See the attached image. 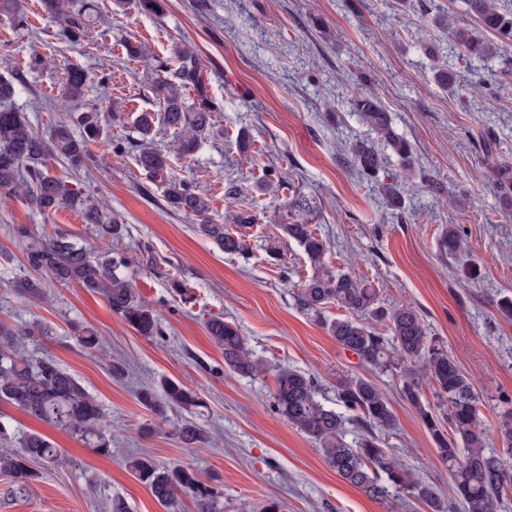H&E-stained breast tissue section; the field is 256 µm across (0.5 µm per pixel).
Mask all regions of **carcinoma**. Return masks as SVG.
<instances>
[{"label": "carcinoma", "mask_w": 512, "mask_h": 512, "mask_svg": "<svg viewBox=\"0 0 512 512\" xmlns=\"http://www.w3.org/2000/svg\"><path fill=\"white\" fill-rule=\"evenodd\" d=\"M464 3L472 24L448 23V45L468 60L501 57L502 71L512 76V57L505 52L512 43V10L499 0ZM42 6L47 16L63 22V36L73 43L91 27L104 23L103 17L91 13L78 0H42ZM492 35L496 40L490 39ZM175 55L180 60L179 67L168 76L156 77L153 84L162 100L160 112H142L136 118L140 135L136 162L152 181L160 183L171 210L192 218L197 231L224 252H244L248 246L243 234H235L226 224L209 217V199L189 182L173 176L168 156L154 147L153 127L158 123L176 134L179 152L191 157L199 150L201 136L212 121L214 106L197 55L184 45L176 46ZM85 85V74L70 69L63 81L64 95L77 98ZM349 105L359 121L376 135L374 142L352 143L349 162L361 178L375 182L385 204L397 210L402 205V186L417 178L414 147L397 133L389 112L376 96L358 87ZM102 121L97 107L68 113L49 135L43 136L32 128L25 113L0 109V196H22L43 213L64 206L75 209L93 226L100 243V247L89 249L73 242L66 233L46 238L26 225H15L12 236L22 247L29 273L23 282V294L47 299L44 276L55 283L75 284L102 294L113 314L140 335L153 336L159 332L156 310L142 299L123 273L124 261L112 255V243L121 237L123 225L112 217V212L45 170V162L51 157L73 171L86 168L91 145L102 137ZM388 150L399 160L394 172L387 170ZM491 169L500 197L512 213V165L495 161ZM293 207L294 223L282 225L283 232L314 265L312 276L298 293L301 308L321 319L336 343L356 355L360 363L373 371L398 376L403 401L418 414L438 456L448 463L454 500L462 512H497L505 487H512V468L486 448L489 434L480 420L479 398L471 378L443 346L429 338L416 308H386L381 305L379 289L368 280L329 269L324 262L329 243L307 224L313 211L311 201L299 195ZM440 248L464 265L469 262L466 234L454 225L442 233ZM331 304L347 315L332 320L321 318L323 309ZM368 317L383 323L389 335L379 334L366 321ZM207 330L224 351V364L233 373L252 378L273 370L256 356L236 323L213 317L207 322ZM48 335L50 331L42 327L0 323V402L78 437L101 455L109 454L111 440L96 399L56 359L27 354L29 343ZM75 340L86 349L99 347L98 333L89 326L78 329ZM428 388L434 390L437 402H426ZM318 393L317 384L306 374L276 370V413L319 446L339 477L372 499L390 502L405 493L429 512H445L433 486L398 462L375 434L377 428H392L395 416L386 394L371 379L354 376L337 388L336 400L352 414L350 418L326 407ZM137 399L162 420L170 412H189L200 406L197 393L172 378L162 379L157 389H141ZM350 420L364 429L360 440L353 444L346 440V424ZM174 432L185 448H196L204 440L202 430L192 421L174 424ZM496 433L503 446L512 450V411L500 416ZM62 459V450L48 439L29 434L17 447L0 453V472L9 476L21 492L39 478L33 464H58ZM128 467L167 512H179L180 494L186 491L192 495L195 512H224L220 492L194 470L159 465L142 457L129 460Z\"/></svg>", "instance_id": "obj_1"}]
</instances>
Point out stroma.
<instances>
[{
  "label": "stroma",
  "mask_w": 512,
  "mask_h": 512,
  "mask_svg": "<svg viewBox=\"0 0 512 512\" xmlns=\"http://www.w3.org/2000/svg\"><path fill=\"white\" fill-rule=\"evenodd\" d=\"M88 2L108 22L77 43L61 36L40 0H19L17 15H0V75L15 85L9 108L24 112L42 135L62 113L112 108L106 136L120 152L95 144L86 169L76 172L52 158L48 172L119 217L123 237L112 253L125 259L134 288L156 309L160 333L139 335L102 295L76 286L50 282L47 300L23 297L27 265L11 237L13 225L39 234L64 231L86 246L96 240L75 210L44 214L24 199L0 198V322L51 329L29 353L54 357L78 379L99 402L112 439L103 456L0 403V422L12 438L38 433L64 452L63 464L43 467L24 493L13 494L0 475V512H107L114 498L130 512H165L126 465L145 455L194 469L222 493L224 512H263L270 502L278 512H428L412 499H372L339 478L317 445L274 411V373L252 379L230 372L206 322L234 320L259 357L317 378L331 408L340 381L361 372L356 357L297 305L313 268L281 227L292 221L288 202L300 194L315 203L311 226L331 242L327 266L367 277L383 302L420 312L431 337L472 379L484 426L495 428L500 413L512 408V319L497 308L501 297L512 296V216L479 147L481 133L491 132L498 158L512 162V88L488 111L472 91L454 95L434 81L437 61L466 79L479 72L492 86L501 76L499 59L470 62L449 53L444 19L467 23L461 0H435L431 7L413 0L407 8L398 0H162L158 15L142 12L137 0L121 8L113 0ZM423 40L436 42L437 58L421 52ZM128 41L142 44L147 58L129 57ZM181 43L194 49L203 68L212 126L194 157L179 154L169 131H158L155 145L177 177L210 199L217 219L251 211L242 254H225L191 218L171 211L135 161V120L159 112L152 84L177 67L172 48ZM36 56L43 60L37 69L30 65ZM72 65L89 76L79 99L61 92ZM360 80L414 145L417 167L443 183L445 197L405 186L397 218L358 180L347 146L368 134L349 108ZM266 175L284 178L283 188L258 192L255 183ZM231 184L240 191L234 201L224 197ZM451 224L467 236L474 279L462 277L455 260L440 252L441 233ZM171 275L183 281L184 295L171 293ZM83 326L97 330L100 349L77 344L74 333ZM113 360L125 363L124 378H113ZM164 377L201 399L190 419L205 440L193 450L173 434L180 414L157 419L136 398L141 387ZM376 383L396 417L395 429L383 436L386 446L449 499L448 465L402 401L397 377L380 373Z\"/></svg>",
  "instance_id": "stroma-1"
}]
</instances>
